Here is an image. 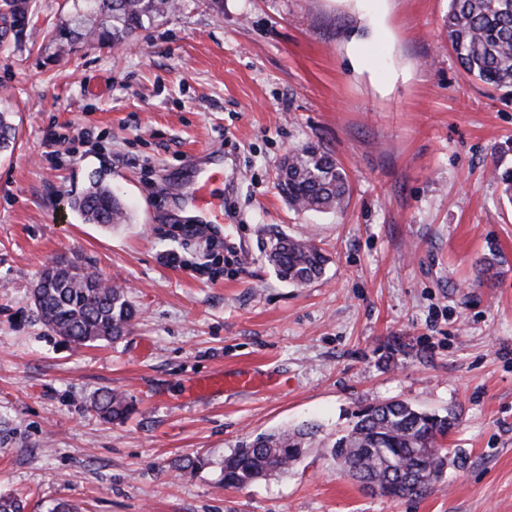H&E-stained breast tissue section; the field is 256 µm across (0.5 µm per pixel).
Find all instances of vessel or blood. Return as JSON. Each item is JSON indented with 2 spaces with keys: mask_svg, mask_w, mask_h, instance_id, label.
Masks as SVG:
<instances>
[{
  "mask_svg": "<svg viewBox=\"0 0 512 512\" xmlns=\"http://www.w3.org/2000/svg\"><path fill=\"white\" fill-rule=\"evenodd\" d=\"M188 163L193 170L191 180L169 183V190L180 196L183 210L193 213L196 224L209 229L224 223V199L215 191L216 184L224 179L223 149L190 156ZM256 382L255 374L248 371L232 378L214 373L194 378L190 383L189 397L200 400L225 388H244Z\"/></svg>",
  "mask_w": 512,
  "mask_h": 512,
  "instance_id": "b4317fda",
  "label": "vessel or blood"
}]
</instances>
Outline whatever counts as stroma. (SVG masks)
Segmentation results:
<instances>
[{
  "instance_id": "35a3bbf8",
  "label": "stroma",
  "mask_w": 512,
  "mask_h": 512,
  "mask_svg": "<svg viewBox=\"0 0 512 512\" xmlns=\"http://www.w3.org/2000/svg\"><path fill=\"white\" fill-rule=\"evenodd\" d=\"M72 0H35L23 36L0 16V493L28 512H512V204L491 177L512 165V98L467 76L450 50L448 0H386L383 50L357 0H182L118 49L49 43ZM65 144L49 153V137ZM315 144L350 196L294 210L278 182ZM224 149V202L239 255L176 237L162 175ZM110 181L131 223H84L70 200ZM313 238L316 282L280 280L276 235ZM60 259L124 286L138 315L114 343L75 346L34 312ZM250 370L282 388L190 401L191 378ZM127 422H103L100 393ZM400 399L453 412L465 463L420 496L366 491L330 453L357 413ZM312 423L294 470L244 488L217 476L240 442ZM207 453L208 468L174 461ZM94 408L103 419L112 422L124 421L131 412V406L126 397L112 391L98 396Z\"/></svg>"
}]
</instances>
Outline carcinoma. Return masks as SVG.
I'll use <instances>...</instances> for the list:
<instances>
[{"label":"carcinoma","instance_id":"carcinoma-1","mask_svg":"<svg viewBox=\"0 0 512 512\" xmlns=\"http://www.w3.org/2000/svg\"><path fill=\"white\" fill-rule=\"evenodd\" d=\"M22 34L33 12V0H3ZM179 7L177 0H74L73 9L50 34L62 53L79 42L101 48L125 45L137 32ZM448 46L463 71L475 80L512 96V0H449L446 18ZM288 174L280 189L288 204L304 211L339 209L349 196L343 167L328 152L305 146L288 155ZM493 177L502 196L512 204V166L495 167ZM71 208L94 224H126L130 217L119 195L94 182L73 197ZM277 276L304 285L322 275L326 257L310 239L275 238L269 253ZM53 278L40 303L37 318L64 340L87 345L115 342L126 334L136 310L124 289L108 286L100 276L78 265L53 264L41 279ZM94 408L112 422L128 418L131 406L120 393L98 396ZM457 417L413 407L403 401L372 405L332 444L341 469L362 483H377L380 495H419L442 478L446 463L461 460L445 449L447 462L431 449L440 448ZM315 427L260 434L241 442L224 456L220 483L242 488L257 480L288 473L316 436ZM26 501L0 495V512H25Z\"/></svg>","mask_w":512,"mask_h":512}]
</instances>
